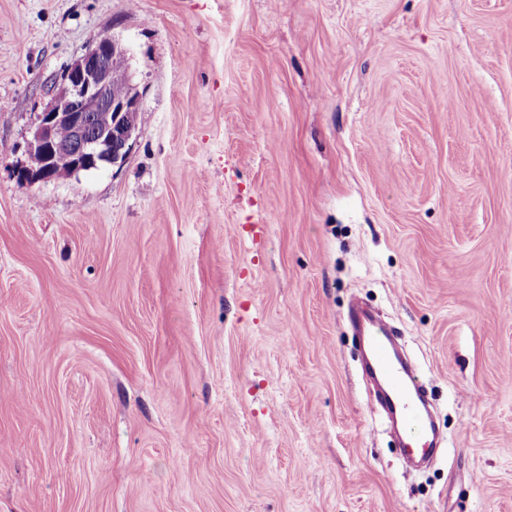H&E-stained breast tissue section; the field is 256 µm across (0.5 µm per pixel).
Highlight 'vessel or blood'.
<instances>
[{
    "mask_svg": "<svg viewBox=\"0 0 512 512\" xmlns=\"http://www.w3.org/2000/svg\"><path fill=\"white\" fill-rule=\"evenodd\" d=\"M352 321L369 350L373 373L383 385L378 394L381 405L413 428L421 425L427 418L424 390L418 374L396 355L391 333L363 313L353 314ZM434 450L433 437L415 431L402 446L403 454L420 460L429 458Z\"/></svg>",
    "mask_w": 512,
    "mask_h": 512,
    "instance_id": "obj_1",
    "label": "vessel or blood"
}]
</instances>
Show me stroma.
Masks as SVG:
<instances>
[{
    "instance_id": "35a3bbf8",
    "label": "stroma",
    "mask_w": 512,
    "mask_h": 512,
    "mask_svg": "<svg viewBox=\"0 0 512 512\" xmlns=\"http://www.w3.org/2000/svg\"><path fill=\"white\" fill-rule=\"evenodd\" d=\"M105 33L126 161L21 180ZM0 512H512V0H0ZM351 320L369 350L373 373L383 385L379 402L412 428L420 426L427 418L424 390L418 374L395 354L392 334L364 313H354ZM434 450V438L427 433H411L402 446V453L404 455H411L419 460L428 459Z\"/></svg>"
}]
</instances>
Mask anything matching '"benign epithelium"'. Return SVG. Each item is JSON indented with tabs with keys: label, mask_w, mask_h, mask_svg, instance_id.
<instances>
[{
	"label": "benign epithelium",
	"mask_w": 512,
	"mask_h": 512,
	"mask_svg": "<svg viewBox=\"0 0 512 512\" xmlns=\"http://www.w3.org/2000/svg\"><path fill=\"white\" fill-rule=\"evenodd\" d=\"M128 58V49L105 33L65 69L44 111L38 113L28 144L30 166L20 172L28 182L54 180L66 166L72 173L124 162L137 126L131 121L140 106L137 85L111 92V61ZM106 114L102 130L91 132L88 115Z\"/></svg>",
	"instance_id": "obj_1"
}]
</instances>
